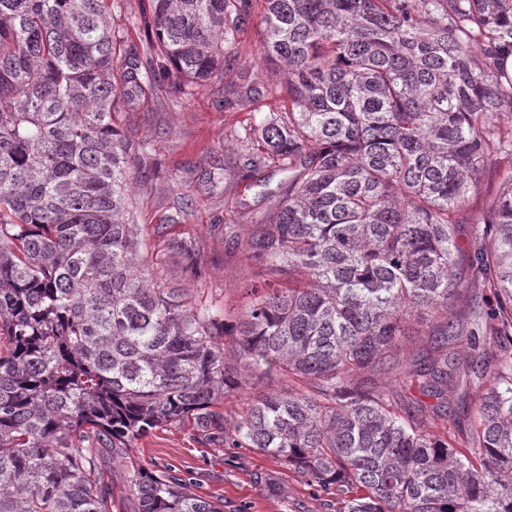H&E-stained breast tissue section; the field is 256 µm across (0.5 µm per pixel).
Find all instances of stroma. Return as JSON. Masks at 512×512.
I'll return each instance as SVG.
<instances>
[{
    "mask_svg": "<svg viewBox=\"0 0 512 512\" xmlns=\"http://www.w3.org/2000/svg\"><path fill=\"white\" fill-rule=\"evenodd\" d=\"M150 0H118L112 28L126 48L145 51L147 32L141 22ZM264 23L262 0H252L249 19L224 48V65L190 96L163 91L119 121L143 158L135 162L132 200L134 222L146 272L161 269L172 286L201 300L217 315L234 316L246 302L264 267L252 258L249 243L264 220L270 201L265 190L288 184L275 165L247 172L241 137L247 126L283 109L279 97L252 99L247 83L262 81ZM223 107H216V98ZM224 179L210 181L214 167ZM199 241L202 277H194L181 253L169 250L170 239ZM97 466L111 487L122 488L128 467L149 472L168 470L189 478V494L221 500L224 512H341L339 496H317L303 478L276 459L246 448L203 444L190 428L162 427L136 441L128 466L116 467L111 454ZM276 476L282 493L266 494L257 476Z\"/></svg>",
    "mask_w": 512,
    "mask_h": 512,
    "instance_id": "stroma-1",
    "label": "stroma"
}]
</instances>
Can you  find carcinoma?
I'll use <instances>...</instances> for the list:
<instances>
[{"mask_svg": "<svg viewBox=\"0 0 512 512\" xmlns=\"http://www.w3.org/2000/svg\"><path fill=\"white\" fill-rule=\"evenodd\" d=\"M151 2L142 57L112 36V0H0V512H112L97 448L124 465L168 426L271 456L343 512H512V176L466 207L512 156V0H263L267 73L288 78L245 95L288 111L245 133L244 165L273 162L288 190L250 242L264 291L232 324L140 269L115 116L162 90L159 62L210 80L250 0ZM473 222L494 304L465 338L456 226ZM413 334L430 337L415 362ZM275 374L304 386L218 409ZM453 379L465 409L485 381L465 448L441 435ZM125 494L223 512L170 473L134 468ZM512 173L511 156L498 155L486 164L485 173L475 193L470 196V211L478 215L483 201L489 194L497 192Z\"/></svg>", "mask_w": 512, "mask_h": 512, "instance_id": "carcinoma-1", "label": "carcinoma"}]
</instances>
